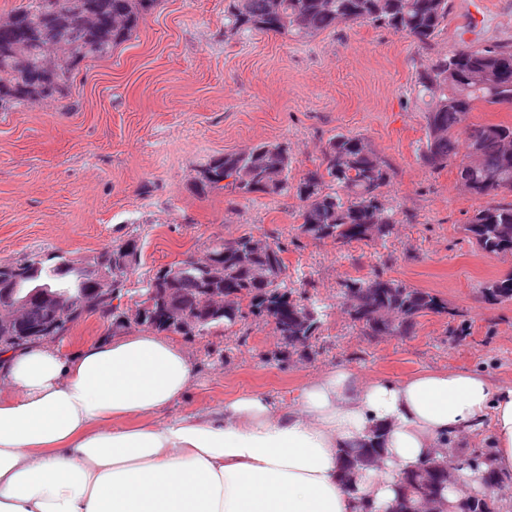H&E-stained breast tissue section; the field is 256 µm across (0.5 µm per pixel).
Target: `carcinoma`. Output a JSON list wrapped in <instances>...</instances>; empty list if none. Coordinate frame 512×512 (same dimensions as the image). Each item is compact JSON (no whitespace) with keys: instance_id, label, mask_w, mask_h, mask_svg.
I'll return each instance as SVG.
<instances>
[{"instance_id":"1","label":"carcinoma","mask_w":512,"mask_h":512,"mask_svg":"<svg viewBox=\"0 0 512 512\" xmlns=\"http://www.w3.org/2000/svg\"><path fill=\"white\" fill-rule=\"evenodd\" d=\"M158 0H81L76 13L71 0H22L0 20V110L22 104L55 102L71 94L73 72L86 59H104L127 41L141 19ZM233 0L225 17L231 30L246 27L284 37H308L340 23L362 22L403 33L427 45L448 28L449 0ZM47 23L48 40L64 49L52 62L32 41V27ZM499 72L497 84H484L481 75ZM417 100L422 103L425 140L421 161L438 170L455 164L456 179L468 183L471 194L496 196L512 193V124L474 123L478 105L512 103V42L466 46L441 53L415 72ZM481 153L472 161V149ZM292 157L282 144L259 143L245 151L215 158L201 171V184L229 189L246 197L254 193L286 195L296 190L303 202L299 230L315 239L384 242L395 232L397 213L382 202L390 183L389 164L361 136L343 133L330 137L321 163L292 182ZM467 234L488 255L512 251V202L489 204L465 226ZM253 236L231 241L217 239L198 255L204 262L224 256V281L217 285L198 279L186 269L190 259L161 271L155 279L173 280L175 297L184 320L168 322L153 309L139 324L157 332L205 335L214 328L233 326L248 316L276 325L286 323L296 308L307 324L299 335L315 337L326 316V306L307 290L293 287L282 253L285 244L267 241L268 273L249 254ZM124 258L123 269L112 285L98 292L102 272L99 258L78 263L58 258L50 266L37 261L0 265V351L23 347L30 336L55 338L88 313L109 316L114 301L127 294L126 282L140 261L135 239L113 248ZM344 298L357 305L351 315L369 336H409L418 318L448 312L438 295L388 279L373 271L343 284ZM487 301H512V270L483 287ZM496 476L487 471L483 488L474 491L465 512H498ZM421 492V471L405 477L399 499L416 501Z\"/></svg>"}]
</instances>
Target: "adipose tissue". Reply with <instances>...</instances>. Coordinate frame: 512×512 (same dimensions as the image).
<instances>
[{
  "instance_id": "obj_1",
  "label": "adipose tissue",
  "mask_w": 512,
  "mask_h": 512,
  "mask_svg": "<svg viewBox=\"0 0 512 512\" xmlns=\"http://www.w3.org/2000/svg\"><path fill=\"white\" fill-rule=\"evenodd\" d=\"M195 375L183 347L150 332L0 352V512H386L404 473L487 422L485 467L512 481V385L480 374L333 369L292 404L252 392L173 414ZM378 430L382 466L348 492L339 451Z\"/></svg>"
}]
</instances>
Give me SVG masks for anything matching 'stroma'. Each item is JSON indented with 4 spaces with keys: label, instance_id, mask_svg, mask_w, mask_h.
<instances>
[{
    "label": "stroma",
    "instance_id": "obj_1",
    "mask_svg": "<svg viewBox=\"0 0 512 512\" xmlns=\"http://www.w3.org/2000/svg\"><path fill=\"white\" fill-rule=\"evenodd\" d=\"M450 2L447 31L423 46L365 23L307 38L232 31L224 25L232 0H158L110 57L81 63L72 96L0 112V264L84 262L137 239L140 262L119 310L126 316L149 279L211 240L287 243L288 274L329 307L311 346L289 347L254 317L172 335L196 367L181 412L253 391L289 403L336 367L396 381L469 370L511 385L512 302H488L483 286L512 269V255L484 254L464 231L487 198L465 191L455 167L420 161L425 121L413 84L417 66L437 53L512 42V0H484L475 28L465 21L471 0ZM338 133L367 138L392 169L383 202L399 224L386 243L301 235L293 193L244 198L200 187L210 160L264 142L287 145L301 177ZM374 268L433 291L447 313L421 317L410 336L366 335L342 307L341 284ZM462 322L468 334L458 340L449 331ZM135 328L90 314L53 344L70 354Z\"/></svg>",
    "mask_w": 512,
    "mask_h": 512
}]
</instances>
